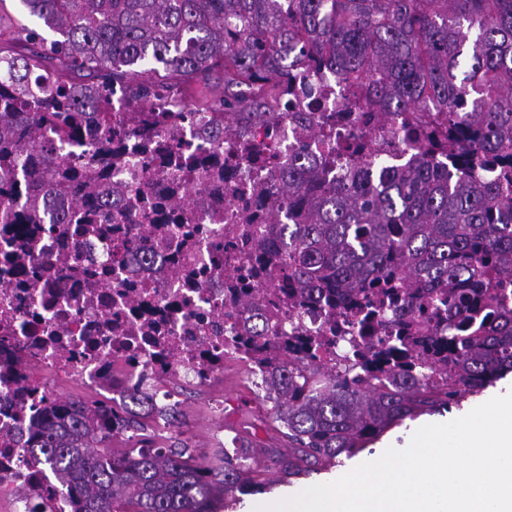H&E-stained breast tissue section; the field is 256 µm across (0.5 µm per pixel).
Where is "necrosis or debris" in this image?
I'll return each instance as SVG.
<instances>
[{"label":"necrosis or debris","instance_id":"obj_1","mask_svg":"<svg viewBox=\"0 0 512 512\" xmlns=\"http://www.w3.org/2000/svg\"><path fill=\"white\" fill-rule=\"evenodd\" d=\"M210 118L203 112L171 131L128 124L117 143L126 163L110 173L112 182L151 201L188 190L184 175L166 165L167 144L223 165V178L197 183L206 204L196 209L195 223L162 214L146 220L116 207L111 223L92 232L80 224H0V501H8L9 512H66L64 493L51 490L21 434L69 386L96 391L111 406L126 405L132 390H141L139 415L164 427L178 405L171 381L222 380L226 360L245 357L236 339L254 315L264 316L274 341L321 336L336 322L328 308L273 310L263 299L249 311L235 308L227 274L250 266L264 232L263 224H239L235 216L257 210L256 188L270 177L241 157L269 141L286 160L298 133L279 112L272 128L258 125L217 141L199 132ZM337 133L388 146L396 161L414 155L411 143L350 119ZM98 148L92 129L78 141L48 134L37 151L40 183L53 177L47 157H92Z\"/></svg>","mask_w":512,"mask_h":512}]
</instances>
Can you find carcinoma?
Here are the masks:
<instances>
[{
	"label": "carcinoma",
	"instance_id": "1",
	"mask_svg": "<svg viewBox=\"0 0 512 512\" xmlns=\"http://www.w3.org/2000/svg\"><path fill=\"white\" fill-rule=\"evenodd\" d=\"M60 35L24 27L28 52L0 44V224H44L48 195L17 181L36 173L46 129L83 134L87 113L121 90L138 121L165 124L160 101L190 96L187 115L220 112L246 130L293 96V69H330L346 104L416 147L395 165L353 143L306 148L260 190V219L281 248L258 262L288 292V305L321 301L353 313L358 337L347 371L306 353L281 358L256 322L251 362L266 370L272 422L290 451L242 439L200 455L165 435L145 434L132 414L98 401L64 399L27 432L41 461L71 498L72 512H217L218 502L266 486L272 470L302 475L359 450L390 426L431 413L512 372V0H18ZM432 107L431 125L415 113ZM300 138L321 133L313 112L293 113ZM104 158L66 155L52 191L71 196L83 224H106L128 200L107 182L123 163L112 141L124 120L97 118ZM336 179L326 180L332 168ZM24 194L16 211L4 198ZM202 203L199 191L168 202ZM136 440L120 455L110 443Z\"/></svg>",
	"mask_w": 512,
	"mask_h": 512
}]
</instances>
